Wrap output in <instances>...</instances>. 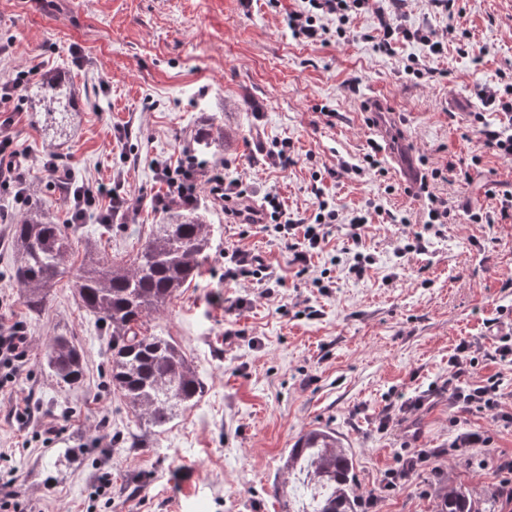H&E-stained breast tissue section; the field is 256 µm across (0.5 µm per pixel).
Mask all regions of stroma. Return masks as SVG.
<instances>
[{
    "label": "stroma",
    "instance_id": "1",
    "mask_svg": "<svg viewBox=\"0 0 512 512\" xmlns=\"http://www.w3.org/2000/svg\"><path fill=\"white\" fill-rule=\"evenodd\" d=\"M300 0H0V81L11 69L64 73L75 97L65 133L41 112L35 90L21 87L13 133L29 160L54 154L77 180L119 186L127 221L103 224L96 212L75 225L76 256L85 250L129 258L162 212L154 162L179 163L195 131L224 126V150L207 157L224 179L241 183L245 204L261 209L276 193L288 213L310 216L318 198L342 219L314 270H329L328 292L311 287L290 264L287 241L259 225L230 223L224 203L198 195L213 226L199 275L159 313L151 332L171 337L204 383L193 407L164 428L143 424L109 384V343L94 327L66 268L46 308L28 310L12 277V225L0 223V317L23 322L32 340L20 377L0 389V490L30 512H286L274 492L281 458L315 427L336 431L356 462L357 491L377 496L374 512H434L446 479L475 500L500 488L494 462L468 452L440 456L392 492H380L403 443L445 448L476 433L512 455V427L491 413H453L443 385L463 340L492 351L512 332V221L474 224L470 211H494L512 193V157L471 131L482 111L481 85L512 83V0H406L410 29L457 36L436 80L404 71L417 42L377 50L373 10L354 17L344 39L326 16L311 43L285 24ZM390 109L376 135L364 104ZM287 145L288 169L268 166L261 146ZM379 166L351 173L367 153ZM445 170L434 185L454 213L420 253L399 256L415 231L423 198L406 193L398 162ZM368 219L361 247L344 220ZM408 217V225L398 217ZM255 253L278 283L224 280V254ZM372 255L362 276L348 271L354 250ZM316 317H309V310ZM68 337L84 363L82 384L68 387L44 365L52 337ZM421 409L378 431L380 417L408 397ZM25 411L18 422L17 411ZM111 484L100 489L102 467Z\"/></svg>",
    "mask_w": 512,
    "mask_h": 512
}]
</instances>
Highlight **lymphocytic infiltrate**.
Here are the masks:
<instances>
[{
  "instance_id": "f902f5d3",
  "label": "lymphocytic infiltrate",
  "mask_w": 512,
  "mask_h": 512,
  "mask_svg": "<svg viewBox=\"0 0 512 512\" xmlns=\"http://www.w3.org/2000/svg\"><path fill=\"white\" fill-rule=\"evenodd\" d=\"M370 0H304L301 8L290 11L288 27L294 36L308 41H317L320 32L317 22L324 16H335L336 36L345 38L346 27L351 19L361 14L369 6ZM402 0H388L387 6L376 11L382 36L378 50L388 51L398 41H418L428 48L426 59L409 57L406 71L417 77H435L437 70L432 60L441 57L448 42L447 35L432 30H412L398 22L397 10ZM16 83L0 85V187L8 185L24 186L27 175L22 171L21 151L17 147L13 133L14 121L6 111L14 99ZM36 170L48 179L50 184L60 186L67 206L71 211L72 223H82L90 208H98L102 222H111L126 206V201L115 188L106 184L91 186L77 182L71 169L60 164L56 155L49 154L35 163ZM158 179L165 184V195L155 197V207L166 209L175 204L193 206L197 202L198 191L208 187L210 193L224 202V213L234 223L250 224L260 221L264 230L276 237L292 241V263L299 275H311L310 263L313 254L322 251L328 241L332 224L337 223L339 212L327 201H319L311 219L295 218L288 215L276 195H268V207L262 212H254L245 205L244 190L238 184L225 183L220 169L209 167L198 161L193 154H185L178 165L160 159L154 164ZM440 169H432L423 174L421 188L429 192L427 217L420 232L414 233L407 243L400 246V254L420 252L425 248L426 235H438L444 224L452 219L446 198L430 193L431 181L442 179ZM482 348L471 341L461 342L451 359L452 370L445 383L448 399L460 411L477 409L488 411L499 421L512 424V412L505 408V401L511 394L505 391L503 381L492 375L478 381L470 380L469 374ZM27 358V336L23 324L0 319V388L13 382L20 375Z\"/></svg>"
}]
</instances>
